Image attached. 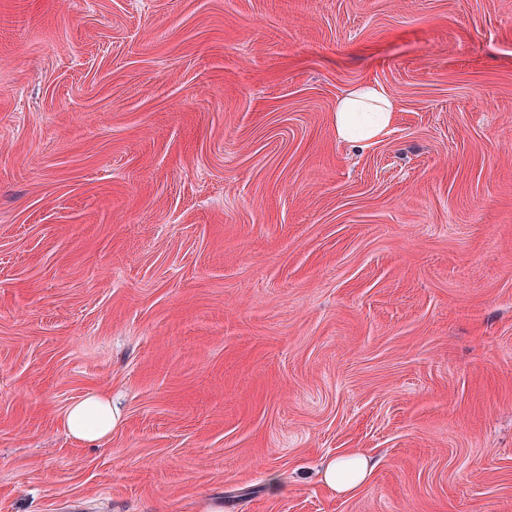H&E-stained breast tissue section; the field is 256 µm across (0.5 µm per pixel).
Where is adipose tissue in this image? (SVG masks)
Returning a JSON list of instances; mask_svg holds the SVG:
<instances>
[{"instance_id": "ef3b65f1", "label": "adipose tissue", "mask_w": 512, "mask_h": 512, "mask_svg": "<svg viewBox=\"0 0 512 512\" xmlns=\"http://www.w3.org/2000/svg\"><path fill=\"white\" fill-rule=\"evenodd\" d=\"M393 110L394 105L382 87L372 83L358 84L336 102V136L343 141L369 145L389 127ZM115 422L111 398L99 395L72 404L64 417L68 434L87 442L111 433ZM371 469L369 458L354 452L329 460L321 476L334 491L347 493L361 486Z\"/></svg>"}]
</instances>
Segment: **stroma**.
I'll return each instance as SVG.
<instances>
[{
	"mask_svg": "<svg viewBox=\"0 0 512 512\" xmlns=\"http://www.w3.org/2000/svg\"><path fill=\"white\" fill-rule=\"evenodd\" d=\"M0 512H512V0H0ZM394 105L377 84L361 83L336 102L334 127L336 137L367 146L389 127ZM115 422L112 399L99 395H90L72 404L64 417L68 434L87 442L96 441L111 433ZM372 464L358 452L329 460L322 473V480L334 491L347 493L357 489L367 479Z\"/></svg>",
	"mask_w": 512,
	"mask_h": 512,
	"instance_id": "1",
	"label": "stroma"
}]
</instances>
